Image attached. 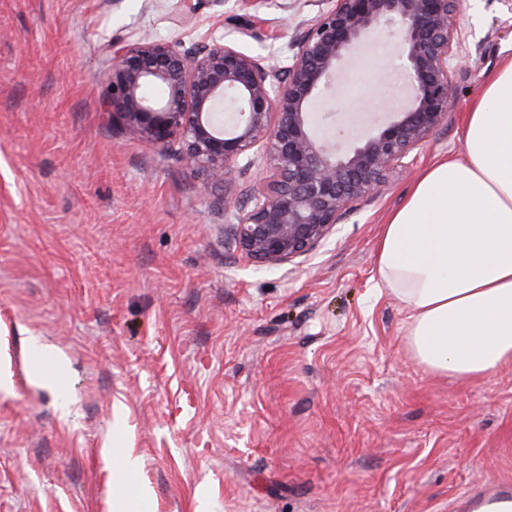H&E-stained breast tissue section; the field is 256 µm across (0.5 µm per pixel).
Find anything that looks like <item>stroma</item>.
<instances>
[{
    "mask_svg": "<svg viewBox=\"0 0 512 512\" xmlns=\"http://www.w3.org/2000/svg\"><path fill=\"white\" fill-rule=\"evenodd\" d=\"M319 9L0 0V512H116L121 492L146 512H479L512 485V364L478 382L426 372L376 264L418 175L464 157L470 104L512 58V0H462L446 120L285 267L242 258L223 188L104 110L112 42L222 38L280 64ZM402 90L381 34L314 110L346 145ZM35 337L68 407L36 380Z\"/></svg>",
    "mask_w": 512,
    "mask_h": 512,
    "instance_id": "obj_1",
    "label": "stroma"
}]
</instances>
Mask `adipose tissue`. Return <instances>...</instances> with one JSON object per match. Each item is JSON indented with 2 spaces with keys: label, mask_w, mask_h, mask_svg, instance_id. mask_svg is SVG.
<instances>
[{
  "label": "adipose tissue",
  "mask_w": 512,
  "mask_h": 512,
  "mask_svg": "<svg viewBox=\"0 0 512 512\" xmlns=\"http://www.w3.org/2000/svg\"><path fill=\"white\" fill-rule=\"evenodd\" d=\"M465 156L416 180L377 250L411 310L406 345L427 371L479 381L512 363V59L466 115Z\"/></svg>",
  "instance_id": "adipose-tissue-1"
}]
</instances>
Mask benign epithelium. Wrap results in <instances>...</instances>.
I'll list each match as a JSON object with an SVG mask.
<instances>
[{"label":"benign epithelium","mask_w":512,"mask_h":512,"mask_svg":"<svg viewBox=\"0 0 512 512\" xmlns=\"http://www.w3.org/2000/svg\"><path fill=\"white\" fill-rule=\"evenodd\" d=\"M324 2L283 67L216 39L200 49L112 44L106 111L158 148L179 144L194 176L245 198L233 240L246 259L270 268L309 253L375 197L458 97L461 0ZM383 30L398 43L407 102L372 118L342 151L315 128L312 105L340 79L347 57ZM226 101L235 106L228 130L218 120Z\"/></svg>","instance_id":"benign-epithelium-1"}]
</instances>
